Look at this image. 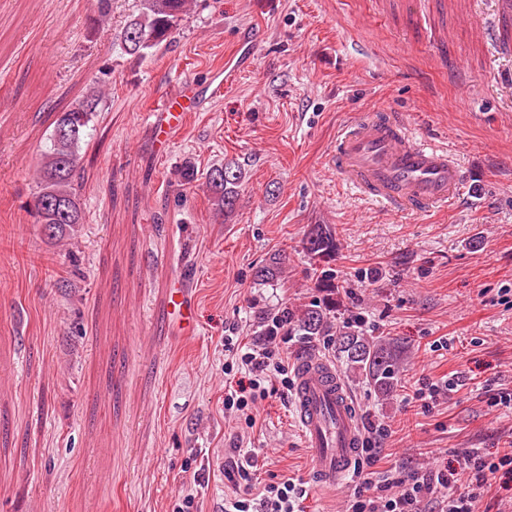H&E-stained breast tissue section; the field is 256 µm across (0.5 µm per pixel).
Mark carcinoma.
Masks as SVG:
<instances>
[{
  "instance_id": "cac0c4a2",
  "label": "carcinoma",
  "mask_w": 512,
  "mask_h": 512,
  "mask_svg": "<svg viewBox=\"0 0 512 512\" xmlns=\"http://www.w3.org/2000/svg\"><path fill=\"white\" fill-rule=\"evenodd\" d=\"M192 0H140L136 15L119 34L122 50L144 58L168 41L180 21L190 11ZM101 96L92 94L62 112L55 121L41 153L39 174L33 192V208L42 232L49 239H60L76 231L83 216L79 203L80 148L92 128ZM243 179L234 162L211 168L206 187L215 211L229 221L234 216ZM307 254L332 260L336 253V231L328 224H315L303 240ZM288 332L296 336H334L336 350L346 369L372 385L381 395L396 390L403 348L383 336H365L356 330L336 329L330 304L305 308H284Z\"/></svg>"
}]
</instances>
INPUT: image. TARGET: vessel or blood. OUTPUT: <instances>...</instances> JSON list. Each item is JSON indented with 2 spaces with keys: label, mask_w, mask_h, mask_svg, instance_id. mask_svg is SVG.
<instances>
[{
  "label": "vessel or blood",
  "mask_w": 512,
  "mask_h": 512,
  "mask_svg": "<svg viewBox=\"0 0 512 512\" xmlns=\"http://www.w3.org/2000/svg\"><path fill=\"white\" fill-rule=\"evenodd\" d=\"M198 96L194 82L182 81L145 115L159 144L170 141L185 119L186 105ZM334 155L337 171L351 188L393 211H422L446 204L465 180L463 166L446 146L416 138L399 113L385 109L347 122L336 135ZM195 319V293L184 279H177L166 299L168 334H194ZM295 376L296 423L315 452L313 479L317 486L331 489L348 476L360 450L358 412L329 362L302 359Z\"/></svg>",
  "instance_id": "b4317fda"
}]
</instances>
